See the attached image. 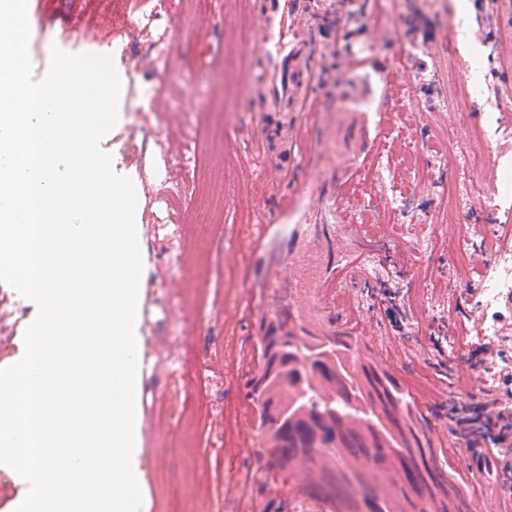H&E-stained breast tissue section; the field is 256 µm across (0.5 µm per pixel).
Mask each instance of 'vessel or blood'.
I'll return each mask as SVG.
<instances>
[{
    "label": "vessel or blood",
    "mask_w": 512,
    "mask_h": 512,
    "mask_svg": "<svg viewBox=\"0 0 512 512\" xmlns=\"http://www.w3.org/2000/svg\"><path fill=\"white\" fill-rule=\"evenodd\" d=\"M313 10V0H261L254 19L256 36L247 51L248 59L260 65L254 106L263 116L256 128L258 142H267L271 124L288 113L309 112L319 120L327 110L306 92L307 83L318 78L312 64L314 39L306 24ZM290 271L306 285L321 284L315 254H306Z\"/></svg>",
    "instance_id": "b4317fda"
}]
</instances>
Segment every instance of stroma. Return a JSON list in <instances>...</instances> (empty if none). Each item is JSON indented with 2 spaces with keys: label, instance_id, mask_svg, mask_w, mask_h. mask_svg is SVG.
Instances as JSON below:
<instances>
[{
  "label": "stroma",
  "instance_id": "obj_1",
  "mask_svg": "<svg viewBox=\"0 0 512 512\" xmlns=\"http://www.w3.org/2000/svg\"><path fill=\"white\" fill-rule=\"evenodd\" d=\"M258 0H116L106 10L88 0H32L29 54L35 78L49 67L50 51L108 55L127 75L118 109L121 126L101 141L117 170L142 188V246L147 277L143 300L142 393L144 480L149 512H278L282 503L319 512L303 503L305 471L276 479L262 472L261 440L245 382L254 367L258 318L269 309L275 282L270 253L299 252L315 220L311 202L295 193L318 176L337 196L322 221L332 246L324 288H296L292 301L305 324L353 328L366 358L391 372L431 422V438L445 449L452 473L462 477L472 512H512V472L482 475L448 426V399L481 395L469 351L490 347L503 370L491 388L512 399V298L501 302L506 339L480 334V265L493 264L512 248V229L502 212L481 202L512 197V136L474 140L476 126H512V0H466L449 15L448 0H392L384 18L375 0H316L325 20L317 36V65L325 82L310 94L334 107L332 124L300 117L298 130L318 157L279 150L262 153L247 111L254 81L242 54L254 34ZM482 48L478 62L448 53V21ZM171 46L165 71L150 62L162 33ZM418 55H407L409 47ZM390 63L406 87L401 111L418 148L385 137L384 118L352 110L358 92L384 98L377 73ZM351 73L346 87L336 75ZM485 156L477 174L440 167L447 150ZM386 159L378 178L343 184L347 163L367 154ZM459 188L461 220H448L446 185ZM264 220L263 236L252 226ZM468 233L470 263L448 256L449 236ZM369 256L385 274L375 277L359 262ZM391 289L402 310L391 321L379 297ZM18 294L0 283V361L11 357L27 318L11 303ZM176 336L184 368L160 366L169 336ZM464 337L456 354L448 339ZM207 361L223 385L208 392L197 416L198 432L186 436L176 421L195 364ZM223 447H214L215 437ZM233 449L237 471L224 469Z\"/></svg>",
  "mask_w": 512,
  "mask_h": 512
}]
</instances>
